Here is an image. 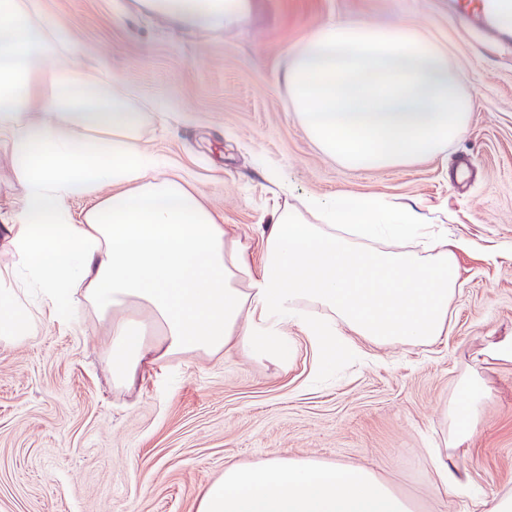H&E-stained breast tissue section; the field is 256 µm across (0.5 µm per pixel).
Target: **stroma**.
<instances>
[{"mask_svg":"<svg viewBox=\"0 0 512 512\" xmlns=\"http://www.w3.org/2000/svg\"><path fill=\"white\" fill-rule=\"evenodd\" d=\"M253 2L219 28L133 0L40 7L106 65L130 110L146 113L139 142L157 173L188 182L250 244L275 207L339 192L421 202L449 237L470 239L456 257L448 334L366 341V359L319 374L295 333L287 368L183 355L129 391L115 385L109 339L87 309L68 325L42 318L29 344L0 348V512H195L226 463L274 455L365 466L421 498L424 512H472L432 487L428 451L451 439L483 491L512 493V363L485 356L512 336V34L477 18L470 0ZM345 17L409 23L447 49L472 110L443 154L353 170L308 138L277 76L311 28ZM158 94L174 113L150 114ZM474 373L487 390L480 419L450 434L448 406Z\"/></svg>","mask_w":512,"mask_h":512,"instance_id":"obj_1","label":"stroma"}]
</instances>
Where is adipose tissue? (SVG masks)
<instances>
[{"label": "adipose tissue", "mask_w": 512, "mask_h": 512, "mask_svg": "<svg viewBox=\"0 0 512 512\" xmlns=\"http://www.w3.org/2000/svg\"><path fill=\"white\" fill-rule=\"evenodd\" d=\"M63 28L37 0H0V146L21 188L19 208L0 211L11 256L0 266V347L28 344L41 315L71 323L79 299L105 323L113 380L128 389L180 355L241 351L287 366L292 328L321 367L360 338L447 335L469 239L437 235L419 204L339 194L275 210L251 247L189 184L150 176L139 113L91 68L62 63L73 51ZM280 80L309 138L354 170L437 156L464 135L471 108L447 52L406 23L314 27ZM77 198L88 202L78 221ZM306 304L319 314H304ZM429 454L437 491L475 497L478 512H512L511 493L479 496L449 452ZM197 512L416 510L372 469L275 455L227 464Z\"/></svg>", "instance_id": "obj_1"}]
</instances>
